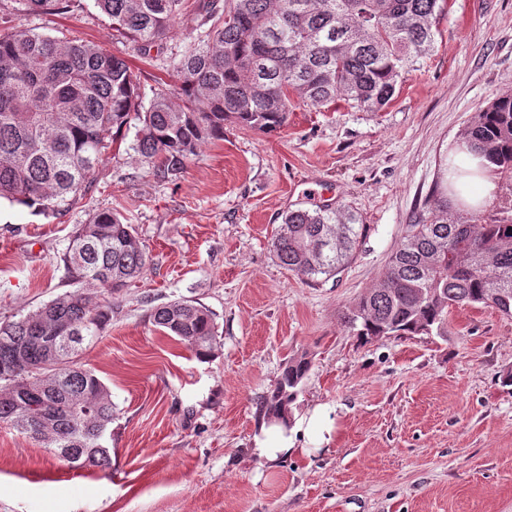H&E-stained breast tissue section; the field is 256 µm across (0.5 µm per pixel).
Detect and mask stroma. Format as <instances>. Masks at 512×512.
Segmentation results:
<instances>
[{
  "instance_id": "1",
  "label": "stroma",
  "mask_w": 512,
  "mask_h": 512,
  "mask_svg": "<svg viewBox=\"0 0 512 512\" xmlns=\"http://www.w3.org/2000/svg\"><path fill=\"white\" fill-rule=\"evenodd\" d=\"M211 0H186L176 32L141 54L94 0L65 13L0 0V22L74 36L123 57L142 99L174 82ZM431 54L379 112L293 99L264 133L225 123L172 178L134 150L130 122L86 196L60 215L0 202V321L71 292L63 257L78 225L112 209L150 262L102 293L112 321L81 362L110 388L112 467L70 469L0 425V512H512V319L456 307L444 336L360 342L343 314L386 273L389 255L448 175V145L471 116L512 94V0H450ZM328 205L369 231L337 277L282 267L271 240L289 211ZM191 300L216 324L213 357L158 330L153 308ZM311 368L297 417L323 426L296 452L259 454V402L290 357Z\"/></svg>"
}]
</instances>
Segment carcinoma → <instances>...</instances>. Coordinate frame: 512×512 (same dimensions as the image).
<instances>
[{
  "instance_id": "carcinoma-1",
  "label": "carcinoma",
  "mask_w": 512,
  "mask_h": 512,
  "mask_svg": "<svg viewBox=\"0 0 512 512\" xmlns=\"http://www.w3.org/2000/svg\"><path fill=\"white\" fill-rule=\"evenodd\" d=\"M112 29L148 54L173 32L184 0H95ZM34 12L62 11L67 0H25ZM448 0H224L213 4L197 38L171 61L177 78L159 82L149 104L138 75L119 56L76 38L34 32L23 24L0 32V200L44 215L69 209L90 184L108 141L139 122L135 150L164 177L175 176L202 146L224 139V122L273 132L288 122L295 90L306 104L344 101L383 110L402 73L427 57ZM471 151L500 175L512 174V96L493 99L469 119ZM420 224L389 256L384 279L343 317L365 342L387 336L445 335L454 307H491L512 318V210L445 218L437 196ZM369 226L319 207L288 212L272 241L274 256L298 275L334 277L354 259ZM438 261L427 264V257ZM64 263L79 289L0 323V423L33 436L20 410L55 414L53 439L42 443L75 470L112 466L103 435L112 425V392L79 362L112 320V293L140 278L149 257L132 225L111 210L76 227ZM156 326L201 359L216 349L204 306L176 300L154 308ZM72 337L56 354L41 337L54 328ZM311 367L290 358L260 401L267 421L284 419ZM50 376L30 395L24 383Z\"/></svg>"
}]
</instances>
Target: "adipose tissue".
Wrapping results in <instances>:
<instances>
[{"label":"adipose tissue","instance_id":"ef3b65f1","mask_svg":"<svg viewBox=\"0 0 512 512\" xmlns=\"http://www.w3.org/2000/svg\"><path fill=\"white\" fill-rule=\"evenodd\" d=\"M448 163L461 169L460 174H449L448 183L463 207L479 211L494 199L496 176L482 157L470 152L465 139L453 143L448 151Z\"/></svg>","mask_w":512,"mask_h":512}]
</instances>
